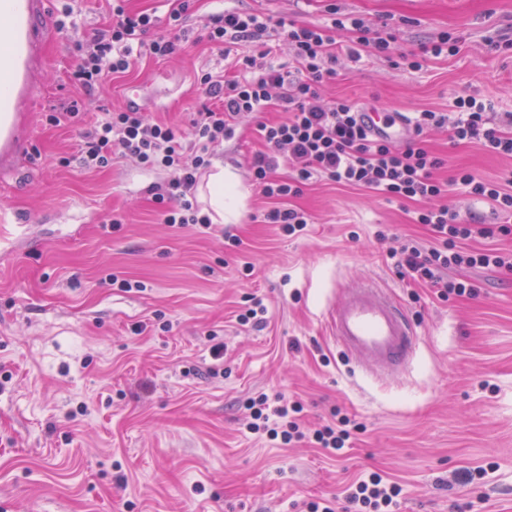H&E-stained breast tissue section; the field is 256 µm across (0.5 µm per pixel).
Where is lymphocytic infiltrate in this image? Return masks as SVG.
<instances>
[{"instance_id":"obj_1","label":"lymphocytic infiltrate","mask_w":512,"mask_h":512,"mask_svg":"<svg viewBox=\"0 0 512 512\" xmlns=\"http://www.w3.org/2000/svg\"><path fill=\"white\" fill-rule=\"evenodd\" d=\"M193 2L177 0L162 32L153 13L129 12L121 5L113 8L108 26L89 39L74 42L71 80L75 87L82 95H94L113 75L127 72L140 58L166 59L182 51L189 40L185 21ZM328 12L332 19L326 25L237 8L210 15L204 25L209 43L221 47L245 42L256 49L255 54L237 61V76L226 79L208 72L197 76L194 91L208 105L186 130L150 120L134 107L103 113L81 133L80 164L89 170L108 167L113 147H120L124 156L143 168L165 172V181L149 188L164 223L178 228L206 227L210 219L202 215L195 190L202 171L210 166L209 148L234 138L242 118H257L263 148L252 157V179L264 197L276 202L264 213V223L279 225L291 236L301 234L309 216L287 201L316 177L371 190L389 202H422L414 221L430 227L434 243L424 247L414 239L396 237L389 251L396 273L410 283L435 289L444 299L475 296V281L452 280L448 272L455 267L512 272V253L462 246L463 240L475 234L512 236V177L491 180L460 170L449 180H441L437 172L444 161L426 147L422 136L446 126L450 146L473 143L512 158V114L498 120L491 100L465 94L454 100L452 113L430 109L413 113L414 137L404 147L372 139L353 102L327 101L320 89L339 76V50H346L355 61L369 49L388 59L395 52L394 37L388 23H370L338 13L333 6ZM340 31L354 33V40L340 45L336 40ZM275 39L287 42L294 70L268 63V43ZM272 109L283 112V119L261 120V113ZM284 161L292 165L293 176H278ZM453 188L488 202L490 222L478 228L461 220L444 202ZM244 407L250 432L265 433L285 445L307 437L298 424L303 410L300 401L280 392L262 393L247 399ZM401 493L398 484L370 473L348 487L345 512H396Z\"/></svg>"}]
</instances>
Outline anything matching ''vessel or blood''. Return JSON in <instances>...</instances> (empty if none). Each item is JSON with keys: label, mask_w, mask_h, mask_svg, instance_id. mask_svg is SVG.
Masks as SVG:
<instances>
[{"label": "vessel or blood", "mask_w": 512, "mask_h": 512, "mask_svg": "<svg viewBox=\"0 0 512 512\" xmlns=\"http://www.w3.org/2000/svg\"><path fill=\"white\" fill-rule=\"evenodd\" d=\"M0 21V166L12 167L30 140L25 114L40 98L41 82L49 66L45 55L47 31L40 21L51 0H9ZM372 135L403 143L413 133L403 118L385 119L372 109L362 112ZM329 336L360 369L375 376L396 377L411 365L420 339L415 321L396 303L389 287L368 278L344 289L340 302L330 304L324 315Z\"/></svg>", "instance_id": "b4317fda"}]
</instances>
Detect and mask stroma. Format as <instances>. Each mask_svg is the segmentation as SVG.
I'll return each instance as SVG.
<instances>
[{"label":"stroma","mask_w":512,"mask_h":512,"mask_svg":"<svg viewBox=\"0 0 512 512\" xmlns=\"http://www.w3.org/2000/svg\"><path fill=\"white\" fill-rule=\"evenodd\" d=\"M331 4L388 20L398 51L444 33L459 51L419 71L371 52L341 60L325 99L409 114L448 111L469 92L512 113V48L487 46L512 32V0H309L297 19L323 23ZM227 7L293 9L290 0H197L194 25ZM46 51L29 146L0 172V218L11 229L0 237V512H303L371 472L402 486L399 512H512V274L452 270L481 286L447 301L407 284L388 251L395 233L431 244L429 227L412 221L419 202L327 180L293 200L311 216L301 235L253 222L273 202L252 180L261 143L250 118L209 149L243 193L236 216L208 228L163 224L147 192L163 173L120 155L101 170L72 162L79 125H52L47 113L74 94V51L55 29ZM246 51L203 39L139 60L81 110L90 119L135 98L149 116L189 125L204 105L197 71L228 73L229 56ZM427 140L446 160L442 176L512 173V159L479 145L449 147L446 130ZM368 276L392 285L422 339L399 380L354 373L325 331L338 284ZM116 277L145 288H118ZM251 295L267 308L260 329L233 319ZM216 340L220 360L210 354ZM273 389L302 400L306 429L341 412L364 430L339 458L249 433L242 400ZM476 468L484 478L459 481Z\"/></svg>","instance_id":"35a3bbf8"}]
</instances>
